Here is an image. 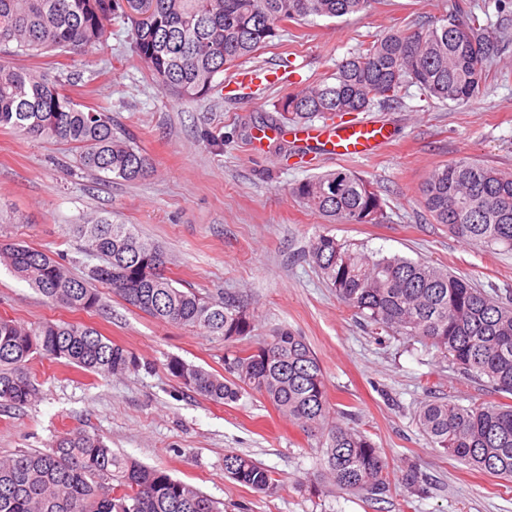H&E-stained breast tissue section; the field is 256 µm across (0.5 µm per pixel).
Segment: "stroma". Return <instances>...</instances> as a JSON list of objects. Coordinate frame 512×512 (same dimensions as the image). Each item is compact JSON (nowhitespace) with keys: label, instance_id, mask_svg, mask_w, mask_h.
Wrapping results in <instances>:
<instances>
[{"label":"stroma","instance_id":"35a3bbf8","mask_svg":"<svg viewBox=\"0 0 512 512\" xmlns=\"http://www.w3.org/2000/svg\"><path fill=\"white\" fill-rule=\"evenodd\" d=\"M449 0H375L341 18L288 25L276 45L239 63L273 77L255 88L229 86L226 70L214 90L195 101L175 100L152 82L123 22L104 49H89L62 75L79 103L104 106L129 133L153 168L128 183L75 165L65 144L0 129V241H21L62 256L69 273L84 277L89 257L76 227L89 217L134 226L167 257L175 286L214 296L232 291L257 315L251 337L288 327L305 336L321 362L330 403L351 415L382 448L391 495L368 504L315 484L323 456L315 441L262 397L216 404L184 387L165 367L177 356L209 371L224 369V341L159 322L103 289L104 312L86 314L54 304L0 263V317L30 325L85 322L133 351L141 368L104 378L37 358L29 371L38 395L19 410H0V456L48 448L75 429L97 434L118 458L165 468L222 501L226 512H512V491L489 474L431 447L419 430L424 402L490 403L498 395L463 379L429 342L368 326L340 302L307 258L311 239L327 234L377 256L400 255L441 267L485 291H512V251L469 244L435 223L421 203V185L436 168L468 156L512 175V42L493 63L485 88L466 104L426 99L415 85L397 103L374 106L394 137L380 154L335 159L298 157L288 138L258 140L281 97L335 73L361 44L414 24L439 21ZM292 66L282 69L280 58ZM348 170L380 192L379 224H331L289 193L317 173ZM250 455L274 471L275 494H255L224 474L227 451ZM417 470L419 479L405 475Z\"/></svg>","mask_w":512,"mask_h":512}]
</instances>
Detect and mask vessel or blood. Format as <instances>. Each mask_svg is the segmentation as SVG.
<instances>
[{
	"label": "vessel or blood",
	"instance_id": "b4317fda",
	"mask_svg": "<svg viewBox=\"0 0 512 512\" xmlns=\"http://www.w3.org/2000/svg\"><path fill=\"white\" fill-rule=\"evenodd\" d=\"M289 135L300 146L328 157H371L392 138L391 131L377 121L363 118L343 124L326 123L291 129Z\"/></svg>",
	"mask_w": 512,
	"mask_h": 512
}]
</instances>
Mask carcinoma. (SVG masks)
Here are the masks:
<instances>
[{"label": "carcinoma", "mask_w": 512, "mask_h": 512, "mask_svg": "<svg viewBox=\"0 0 512 512\" xmlns=\"http://www.w3.org/2000/svg\"><path fill=\"white\" fill-rule=\"evenodd\" d=\"M372 0H0V128L55 140L75 151L79 168L135 182L152 169L132 138L117 134L112 112L75 101L57 76L7 58L74 57L107 44L112 19L130 23L134 51L151 78L180 99L203 97L224 70L267 47L287 23L341 18ZM508 35L459 2L440 24L389 32L340 63L336 73L290 93L276 105L282 123L364 112L390 103L414 84L442 102L467 103L482 90ZM331 224H377L378 190L351 171L313 175L290 188ZM423 204L438 224L486 249L512 250V175L460 158L432 171ZM85 251L102 261L89 278L71 276L55 257L16 242L0 243V261L50 301L75 311L103 308L92 282L150 317L224 338V374L180 357L166 363L183 385L218 404L252 392L269 402L324 456L322 484L367 501L391 492L389 462L370 436L344 424L330 404L325 374L305 337L278 327L251 347L255 314L235 294L204 296L164 274L166 255L127 224L100 217L77 227ZM308 257L337 298L364 321L436 347L463 374L484 379L503 400L460 406L430 401L418 414L428 441L470 469L512 487V297L399 256L377 258L321 234ZM62 361L102 377L137 371L138 356L86 323L31 326L0 317V408L21 409L36 396L35 357ZM115 458L104 439L84 430L45 450L0 456V512H223L221 502L165 470L126 458L112 484ZM224 474L258 494L278 488L273 472L243 454H224Z\"/></svg>", "instance_id": "cac0c4a2"}]
</instances>
